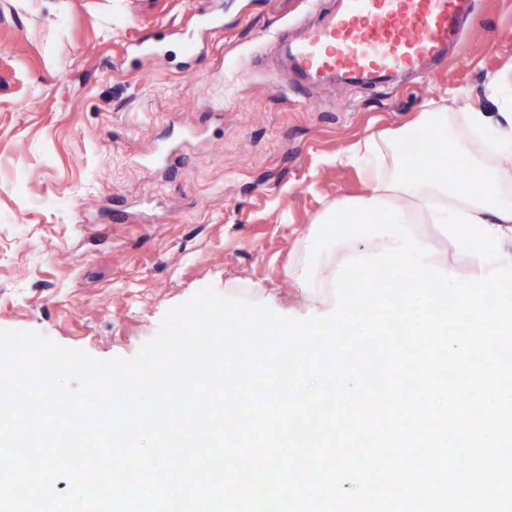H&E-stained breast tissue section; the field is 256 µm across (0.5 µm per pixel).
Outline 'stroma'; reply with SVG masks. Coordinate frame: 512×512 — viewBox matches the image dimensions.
<instances>
[{
    "label": "stroma",
    "instance_id": "1",
    "mask_svg": "<svg viewBox=\"0 0 512 512\" xmlns=\"http://www.w3.org/2000/svg\"><path fill=\"white\" fill-rule=\"evenodd\" d=\"M335 4L0 0V329L129 359L168 312L240 282L302 317L298 241L363 192L337 154L429 104L457 111L459 92L487 106L512 70V0H477L441 67L307 83L279 39ZM204 10L223 29H202ZM158 143L176 149L168 168L150 162Z\"/></svg>",
    "mask_w": 512,
    "mask_h": 512
}]
</instances>
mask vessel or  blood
<instances>
[{
  "mask_svg": "<svg viewBox=\"0 0 512 512\" xmlns=\"http://www.w3.org/2000/svg\"><path fill=\"white\" fill-rule=\"evenodd\" d=\"M476 0H339L318 27L287 45L310 82L335 77L372 84L445 62L462 45V24Z\"/></svg>",
  "mask_w": 512,
  "mask_h": 512,
  "instance_id": "1",
  "label": "vessel or blood"
}]
</instances>
